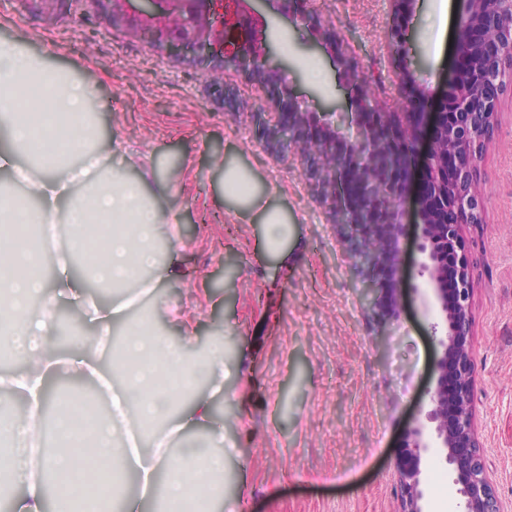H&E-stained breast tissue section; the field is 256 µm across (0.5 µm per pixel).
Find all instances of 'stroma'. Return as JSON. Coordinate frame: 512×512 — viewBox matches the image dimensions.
<instances>
[{"instance_id": "1", "label": "stroma", "mask_w": 512, "mask_h": 512, "mask_svg": "<svg viewBox=\"0 0 512 512\" xmlns=\"http://www.w3.org/2000/svg\"><path fill=\"white\" fill-rule=\"evenodd\" d=\"M394 108L387 32L389 0H309ZM466 0H448V29L436 41L434 0H413L401 17L403 58L427 93H439L455 63ZM259 13L288 32L266 42L288 87L311 112L356 109V91L315 31L266 0ZM23 38L55 68L96 87L101 143L124 142L150 157L161 214L178 212L193 231L169 248L155 225L166 270L154 299L200 316L206 337L224 341V384L213 416L224 426L223 512H400L394 461L430 410L432 367L441 347L438 314L415 272L407 233L395 315L367 309L340 237L291 154L276 157L255 135L269 111L265 90L234 68L215 75L197 52L174 55L113 26L95 0H0V40ZM315 61L324 86L300 60ZM247 168L288 220L279 255L262 248L263 227L237 218L224 199V166ZM482 221L464 229L473 259L472 330L478 370L475 425L486 472L503 512H512V81L477 162ZM423 512H456L457 495L439 449L421 451Z\"/></svg>"}]
</instances>
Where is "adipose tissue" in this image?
Returning a JSON list of instances; mask_svg holds the SVG:
<instances>
[{
	"label": "adipose tissue",
	"mask_w": 512,
	"mask_h": 512,
	"mask_svg": "<svg viewBox=\"0 0 512 512\" xmlns=\"http://www.w3.org/2000/svg\"><path fill=\"white\" fill-rule=\"evenodd\" d=\"M94 96L91 83L48 67L22 39L0 42V169L14 182L10 189L0 186V317L14 321L20 356L38 361L1 375L0 384L22 392L30 415L42 416L47 377L61 363L48 347L59 333L52 284L75 298L91 283L111 289V306L92 305L84 323L98 342L121 351L112 369L110 422L83 429L67 406L54 405L51 421L28 432L38 451L33 468H24L14 453L16 423L0 415V476L24 488L14 512H46L49 490L69 512H83L94 500L102 502V512H142L146 505L152 512H218L214 480L224 474V430L214 426L211 402L198 389L208 383L221 390L224 349L213 345L204 362L188 363L185 348L195 335L190 323H182L176 343L156 326L157 317H169L166 307H155L150 318L138 316L160 277L150 237L160 215L145 191L153 167L122 144L118 150L138 178L101 176L86 121ZM224 197L239 217L264 224L263 246L276 249L287 223L244 169L225 166ZM32 224L75 227L91 263L75 266L72 252L47 237L29 248L24 236ZM48 268L56 272L51 284L43 276ZM119 429L127 435L120 448L113 441ZM133 472L142 478L148 504L119 494Z\"/></svg>",
	"instance_id": "ef3b65f1"
}]
</instances>
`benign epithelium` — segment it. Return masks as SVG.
<instances>
[{"instance_id": "7a95c632", "label": "benign epithelium", "mask_w": 512, "mask_h": 512, "mask_svg": "<svg viewBox=\"0 0 512 512\" xmlns=\"http://www.w3.org/2000/svg\"><path fill=\"white\" fill-rule=\"evenodd\" d=\"M98 2L114 26L171 52H207L214 71L231 64L265 86L272 112L258 118L255 131L271 153L291 150L300 160L360 272L361 297L374 310L390 313L399 303L404 203L414 196L423 235L418 276L427 277L425 287L433 290L446 329L433 369L430 437L460 485L459 512H501L474 427L473 284L464 227L482 222L476 162L512 75V0H467L452 82L419 112L411 111L420 91L408 73L393 72L401 111L391 112L367 89L351 57L339 53L347 78L360 90L358 111L341 114L340 126L303 108L288 93L287 77L267 63L261 39L240 35L255 20L241 10L249 0H140L135 9L130 0ZM300 3L307 0H280L281 10L336 39L319 17L296 8ZM422 140L427 151L418 168L415 153ZM424 434L423 425L414 430V449L395 464L400 512H422L418 450L427 447Z\"/></svg>"}]
</instances>
